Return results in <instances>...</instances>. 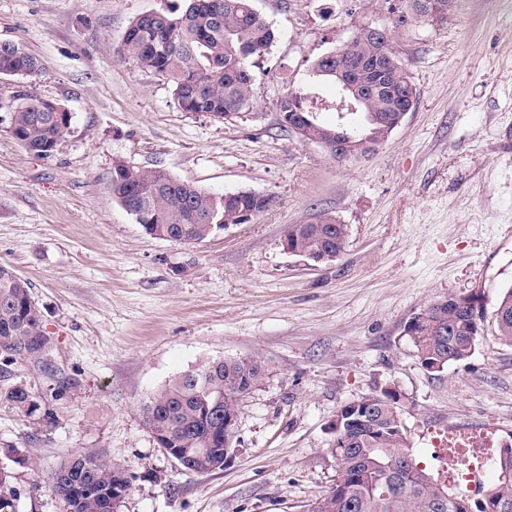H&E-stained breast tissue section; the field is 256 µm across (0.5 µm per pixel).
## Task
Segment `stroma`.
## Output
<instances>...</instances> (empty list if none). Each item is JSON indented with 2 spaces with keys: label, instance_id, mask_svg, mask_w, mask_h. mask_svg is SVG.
I'll list each match as a JSON object with an SVG mask.
<instances>
[{
  "label": "stroma",
  "instance_id": "stroma-1",
  "mask_svg": "<svg viewBox=\"0 0 512 512\" xmlns=\"http://www.w3.org/2000/svg\"><path fill=\"white\" fill-rule=\"evenodd\" d=\"M161 0H0V42L38 58L39 95L71 114L38 157L0 109V264L32 285L51 370L16 368L53 423L0 402V448L17 512H66L44 486L78 450L124 466L123 512H303L336 476L339 408L396 389L408 446L435 468L434 439L492 429L512 444V344L494 314L512 287V0H453L437 24L391 28L385 0H253L277 38L254 59L249 111H182L169 85L113 49ZM389 30L417 102L365 157L339 159L283 127L276 99L363 27ZM160 168L214 194L273 197L254 223L203 242L151 237L113 198L116 161ZM320 213L348 227L336 260L284 251ZM449 295L477 300L484 331L467 361L424 368L404 326ZM254 357L223 469L195 473L160 448L141 406L209 359Z\"/></svg>",
  "mask_w": 512,
  "mask_h": 512
}]
</instances>
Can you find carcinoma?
<instances>
[{
	"mask_svg": "<svg viewBox=\"0 0 512 512\" xmlns=\"http://www.w3.org/2000/svg\"><path fill=\"white\" fill-rule=\"evenodd\" d=\"M423 0H388L391 26L402 30L407 20L432 22ZM276 40L272 25L253 7V0H163L153 14L129 24L114 49L121 59L169 84L184 112L226 119L252 106L254 76L250 61L267 53ZM381 43L360 31L339 53L316 59L304 78L278 97L282 125L301 130L304 141L325 144L338 126L309 115L312 90L337 76L376 85L365 110L389 124L416 100V88L393 53L380 55ZM0 69L21 70L29 77L40 71L38 59L18 46L0 47ZM43 97L30 86L9 97L10 125L21 144L34 155L49 157L64 130L54 114L42 108ZM112 196L146 234L169 236L184 244L198 243L238 217L264 212L267 198L253 192L218 195L172 177L163 169L143 170L115 163ZM288 243L302 256L321 251L339 255L345 249L347 225L327 214L308 224H290ZM30 284L14 269L0 264V373L13 365L41 367L35 346L43 335L42 318L32 303ZM499 339L512 344V288L501 297L495 314ZM482 313L477 300L449 295L421 308L407 322L404 335L421 364L439 370L464 362L481 336ZM265 368L256 358L205 361L174 377L142 406L146 426L161 448H178L183 467L206 472L221 469L224 449L237 442L236 428L224 416H238L243 399L258 386ZM42 396L22 385L0 390V400L30 414ZM330 452L336 457V479L327 494L305 512H512V446L494 460V479L474 498L467 485L448 487L421 465L407 446L400 396L392 389L362 398L358 409L341 407L332 425ZM47 483L67 512H112V494H129L128 471L99 452L85 449L51 471ZM20 492L14 474L0 466V512H17Z\"/></svg>",
	"mask_w": 512,
	"mask_h": 512,
	"instance_id": "cac0c4a2",
	"label": "carcinoma"
}]
</instances>
